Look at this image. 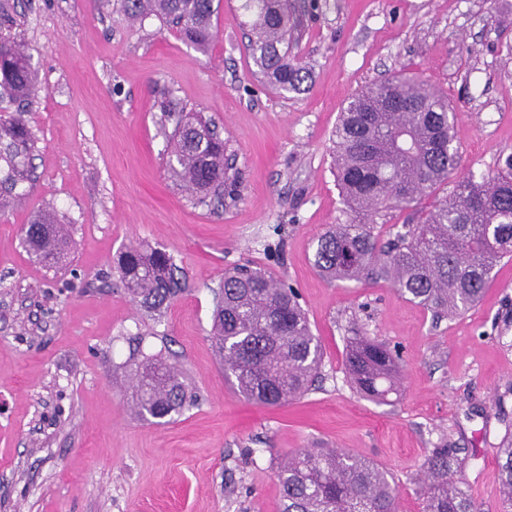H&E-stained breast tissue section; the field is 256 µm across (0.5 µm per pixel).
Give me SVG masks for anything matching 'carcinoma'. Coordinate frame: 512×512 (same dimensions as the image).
<instances>
[{
    "label": "carcinoma",
    "mask_w": 512,
    "mask_h": 512,
    "mask_svg": "<svg viewBox=\"0 0 512 512\" xmlns=\"http://www.w3.org/2000/svg\"><path fill=\"white\" fill-rule=\"evenodd\" d=\"M136 20L153 14L200 51L215 38L214 0H120ZM248 51L257 71L277 90L300 93L308 68L288 56L297 29L291 0H241ZM0 88L21 108L0 116V159L9 181L26 172L33 149L22 106L39 89L37 74L17 39L0 32ZM172 163L201 203L224 192V140L211 123L174 115ZM457 111L429 83L400 77L373 84L342 109L334 131L333 172L343 202L360 217L334 224L318 239L313 264L332 281L385 280L436 318L463 315L483 295L495 266L512 258V157L487 175L464 173L456 145ZM430 210L421 200L448 185ZM412 210L416 223L386 233L375 217ZM28 250L44 262L72 246L68 226L45 210L25 231ZM116 269L130 297L159 312L181 293L173 258L157 247H128ZM212 339L224 377L245 398L277 407L309 391L322 364V347L297 292L261 268L224 273L213 311ZM345 368L362 397L379 400L397 390V354L367 336L347 340ZM134 414L162 420L193 402L176 365L143 357L134 378ZM462 449L443 443L424 459L417 480L420 512H480L461 477ZM504 512H512V435L497 451ZM280 512H399V490L368 457L345 448L298 450L278 466Z\"/></svg>",
    "instance_id": "carcinoma-1"
}]
</instances>
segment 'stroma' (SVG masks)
Segmentation results:
<instances>
[{"mask_svg":"<svg viewBox=\"0 0 512 512\" xmlns=\"http://www.w3.org/2000/svg\"><path fill=\"white\" fill-rule=\"evenodd\" d=\"M208 52L118 0H0L40 92L20 202L0 195V512H279L277 466L298 449L346 448L395 480L420 512L413 478L428 451L464 449L481 512H503L496 450L512 420V261L453 319L387 282H328L317 238L350 221L331 172L341 110L402 73L458 109L463 170L512 156V0H297L291 56L304 93L278 94L247 50L239 0H219ZM172 101L224 140V202L199 203L168 164ZM51 210L74 247L54 267L22 245ZM173 255L184 292L163 316L124 291L113 267L129 246ZM272 270L299 295L323 360L311 390L278 407L224 378L211 338L226 270ZM399 350L398 393L359 397L345 373L353 330ZM163 353L196 400L167 423L130 412L135 364Z\"/></svg>","mask_w":512,"mask_h":512,"instance_id":"obj_1","label":"stroma"}]
</instances>
